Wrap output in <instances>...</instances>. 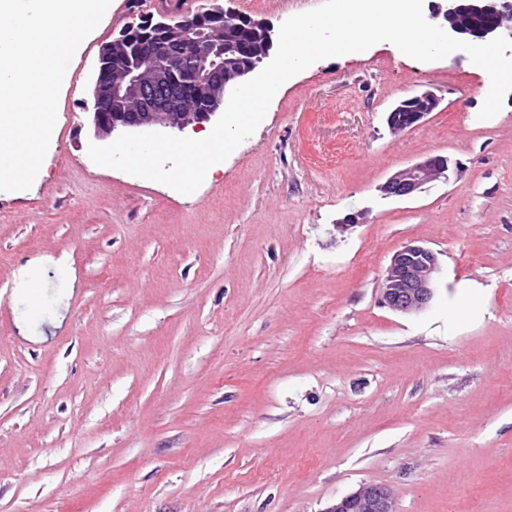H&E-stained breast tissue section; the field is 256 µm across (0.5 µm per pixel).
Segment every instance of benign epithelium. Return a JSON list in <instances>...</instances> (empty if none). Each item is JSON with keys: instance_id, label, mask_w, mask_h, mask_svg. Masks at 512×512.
Returning a JSON list of instances; mask_svg holds the SVG:
<instances>
[{"instance_id": "1", "label": "benign epithelium", "mask_w": 512, "mask_h": 512, "mask_svg": "<svg viewBox=\"0 0 512 512\" xmlns=\"http://www.w3.org/2000/svg\"><path fill=\"white\" fill-rule=\"evenodd\" d=\"M446 9H437L433 17L443 16L448 34L465 41L492 40L498 36L512 39V0H446ZM168 15L156 21L150 16L142 26L164 30L161 40L136 44L122 30L106 43L92 89L90 104L95 135L101 140L119 130L150 133L160 126L184 131L189 125L210 120L224 101L226 93L255 70L244 64L238 47V23L202 26L187 17L171 24ZM256 34L255 53L262 61L272 48L270 28L249 20ZM151 60L150 69L141 71L143 58ZM187 67L198 91L209 106L207 112L187 111V97L177 78L174 64ZM413 110L404 104L388 113L391 133L399 134L418 126L439 105L429 91L411 99ZM451 160L433 155L394 172L379 186L385 198H408L435 180H450ZM439 263L436 253L425 246L408 243L392 256L379 284L381 302L398 313L426 309L437 289ZM324 512H397L391 490L379 484H367L331 504Z\"/></svg>"}]
</instances>
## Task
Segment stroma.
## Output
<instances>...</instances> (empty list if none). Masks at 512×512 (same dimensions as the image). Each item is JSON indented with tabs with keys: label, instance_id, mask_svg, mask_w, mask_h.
<instances>
[{
	"label": "stroma",
	"instance_id": "1",
	"mask_svg": "<svg viewBox=\"0 0 512 512\" xmlns=\"http://www.w3.org/2000/svg\"><path fill=\"white\" fill-rule=\"evenodd\" d=\"M221 2L275 31L320 4ZM114 11L42 173L0 191V512H324L365 483L397 512H512V92L482 119L465 52L325 59L184 195L87 154ZM426 90L438 108L392 134ZM437 154L457 175L378 192ZM409 242L441 271L402 315L378 288ZM412 111H407L405 103H400L388 113L386 122L392 134H399L418 126L439 105V99L432 92H423L411 97Z\"/></svg>",
	"mask_w": 512,
	"mask_h": 512
}]
</instances>
